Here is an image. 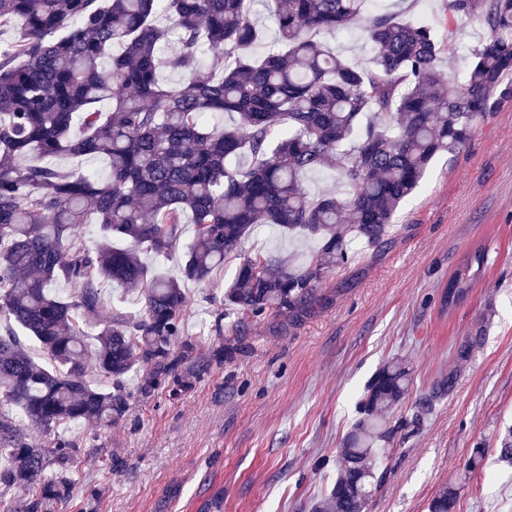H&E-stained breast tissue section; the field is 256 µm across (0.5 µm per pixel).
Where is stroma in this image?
Masks as SVG:
<instances>
[{"mask_svg":"<svg viewBox=\"0 0 512 512\" xmlns=\"http://www.w3.org/2000/svg\"><path fill=\"white\" fill-rule=\"evenodd\" d=\"M369 8L433 26L452 44L443 65L457 77L487 37L480 18L454 19L446 0H371ZM478 247L488 257L481 277L464 304L442 313L449 277ZM315 249L255 227L209 283L187 285L186 335L208 334L241 259L273 253L303 266ZM319 292L323 302L295 324L273 314L244 319L236 353L178 399L132 401L128 419L108 426H69L89 440L75 512H199L219 490L224 512H309L336 480L337 450L367 382L393 358L412 373L393 419L409 416L449 368L457 382L418 433L395 443L364 512H428L446 484L459 489L454 512H512V463L499 453L512 426V98L431 162L397 209L388 243L362 248ZM478 330L482 344L456 364V347ZM479 445L483 465L468 470ZM112 454L125 466L110 474L102 461ZM93 488L100 499L89 497Z\"/></svg>","mask_w":512,"mask_h":512,"instance_id":"obj_1","label":"stroma"}]
</instances>
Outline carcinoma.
Segmentation results:
<instances>
[{
    "instance_id": "cac0c4a2",
    "label": "carcinoma",
    "mask_w": 512,
    "mask_h": 512,
    "mask_svg": "<svg viewBox=\"0 0 512 512\" xmlns=\"http://www.w3.org/2000/svg\"><path fill=\"white\" fill-rule=\"evenodd\" d=\"M369 0H0V487L19 488L11 512H60L72 494L79 443L63 434L125 420L131 400L172 399L237 350L231 316L298 322L323 301L318 285L353 257L350 244H387L399 205L432 160L461 147L512 88V0H449L479 17L489 39L461 80L441 68L447 46L428 25L369 15ZM273 14L276 47L260 53ZM175 29L159 24V16ZM359 25L373 55L362 69L331 52L324 33ZM178 73L169 89L159 70ZM235 113L233 125L207 115ZM60 155L107 162L103 176L63 170ZM336 171L346 195H308L305 177ZM82 224L98 227L84 245ZM175 271L149 267L179 248ZM259 224L321 245L304 267L275 254L244 259L220 300L222 345L207 357L184 335L185 285L208 282ZM487 257H466L441 299L465 302ZM73 291H53L58 281ZM138 290L140 309L98 320L105 287ZM38 344L34 358L20 335ZM143 377L133 391L125 378ZM456 370L420 394L409 419L387 414L405 397L409 368L383 365L338 449L336 482L312 512H364L397 434L417 430L451 393ZM49 436L36 448L25 433ZM445 485L429 512H452Z\"/></svg>"
}]
</instances>
